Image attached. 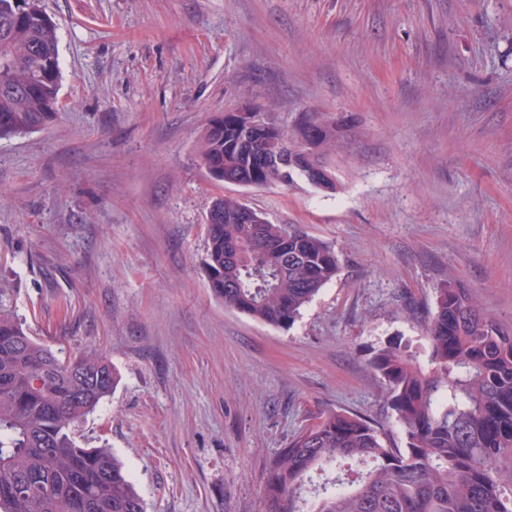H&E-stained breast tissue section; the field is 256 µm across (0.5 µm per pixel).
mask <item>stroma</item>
Here are the masks:
<instances>
[{
  "label": "stroma",
  "instance_id": "1",
  "mask_svg": "<svg viewBox=\"0 0 512 512\" xmlns=\"http://www.w3.org/2000/svg\"><path fill=\"white\" fill-rule=\"evenodd\" d=\"M62 110L0 140V288L59 358L118 383L80 426L147 512H261L269 462L331 411L405 445L372 346L419 339L455 277L512 326V0H40ZM346 119L305 181L210 179L212 115ZM235 195L331 244L340 271L292 327L225 307L205 216Z\"/></svg>",
  "mask_w": 512,
  "mask_h": 512
}]
</instances>
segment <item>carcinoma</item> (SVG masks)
Listing matches in <instances>:
<instances>
[{
	"label": "carcinoma",
	"mask_w": 512,
	"mask_h": 512,
	"mask_svg": "<svg viewBox=\"0 0 512 512\" xmlns=\"http://www.w3.org/2000/svg\"><path fill=\"white\" fill-rule=\"evenodd\" d=\"M54 23L37 0H0V139L43 129L59 107ZM325 124L308 167L268 160L301 146L303 124ZM345 132L320 112L302 114L262 160L232 112L210 120L202 169L245 188L290 186L324 170ZM237 196L207 215L204 267L224 306L288 328L337 275L334 249L292 225L247 224ZM424 354L395 335L371 349L406 440L388 446L356 415L330 412L292 438L267 469L262 512H512V328L486 314L456 280L436 289ZM107 357L62 360L0 306V512H146L112 449L81 442L78 428L111 393ZM322 472L313 481L311 473Z\"/></svg>",
	"instance_id": "obj_1"
}]
</instances>
